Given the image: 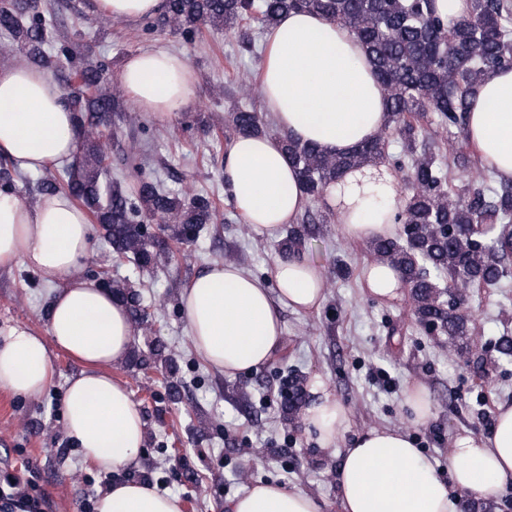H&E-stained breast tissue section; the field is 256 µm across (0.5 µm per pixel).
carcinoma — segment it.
I'll return each instance as SVG.
<instances>
[{
  "instance_id": "carcinoma-1",
  "label": "carcinoma",
  "mask_w": 512,
  "mask_h": 512,
  "mask_svg": "<svg viewBox=\"0 0 512 512\" xmlns=\"http://www.w3.org/2000/svg\"><path fill=\"white\" fill-rule=\"evenodd\" d=\"M435 0H166L163 24L188 38L205 24L236 33L247 48L256 39L244 28L253 21L259 32L291 10L323 15L354 31L364 42L377 78L388 95L385 131L400 144L394 164L406 169L412 193L396 215L401 237L371 243L376 260L396 267L413 301L417 323L448 343L469 333V319L458 299L467 288L496 285L512 260V182L496 179L476 166L462 147L437 139L436 125L466 133L470 97L482 77L495 68H512V0H471L467 18L447 25ZM24 61L46 65L64 60V91L75 115L78 162L53 179L37 182L42 194L60 189L79 200L99 224L111 253L103 256L102 284L126 302L132 321L148 332V315L125 279L109 277L112 261L128 260L142 268L164 266L168 247L155 242L147 225L161 224L180 243L195 239L214 223L216 207L209 194L190 198L144 176L143 163L131 167L133 190L106 172L104 118L114 111L106 82L107 66L61 40L35 0H10L0 6V56L14 52ZM236 135L266 133L258 113L244 106L229 113ZM288 160L311 201L345 172L380 164L386 140L379 137L352 152L331 154L288 134L280 137ZM329 216L305 213L277 242L282 256L302 254Z\"/></svg>"
}]
</instances>
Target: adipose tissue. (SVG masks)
<instances>
[{
  "label": "adipose tissue",
  "mask_w": 512,
  "mask_h": 512,
  "mask_svg": "<svg viewBox=\"0 0 512 512\" xmlns=\"http://www.w3.org/2000/svg\"><path fill=\"white\" fill-rule=\"evenodd\" d=\"M166 0H85L96 15L154 17ZM261 93L279 132L331 153L379 136L388 98L363 44L347 27L322 15L290 11L265 34ZM119 82L143 115L168 119L195 105L196 77L180 54L149 47L123 63ZM468 142L479 161L512 180V69L487 74L471 99ZM77 139L65 93L44 69L0 61V156L24 173L70 166ZM224 194L242 223L270 238L297 223L310 200L281 151L278 135L236 137L224 146ZM399 182L385 165L347 172L320 203L338 215L341 235L369 243L396 237ZM91 250L86 211L59 191L29 203L0 190V266L22 261L52 294L47 336L10 328L0 341V389L35 397L48 387L52 349L81 363L67 380L66 435L84 459L112 473L96 512H183L175 495L130 479L139 465L146 422L126 387L110 370L132 346L127 307L83 274ZM361 279L375 299L403 295L399 271L373 262ZM323 269L302 256L276 258L266 278L239 264L215 263L184 287L181 307L189 336L204 361L236 377L268 363L284 345L280 313L318 312L325 300ZM303 412L307 432L323 448L350 426L347 407L314 376ZM337 447V446H336ZM340 449V448H339ZM447 474L404 428L356 433L340 449L339 512H458L461 494L497 498L512 485V403L497 404L489 434L463 429L448 438ZM324 502L278 483H258L229 498L225 512H324Z\"/></svg>",
  "instance_id": "adipose-tissue-1"
}]
</instances>
